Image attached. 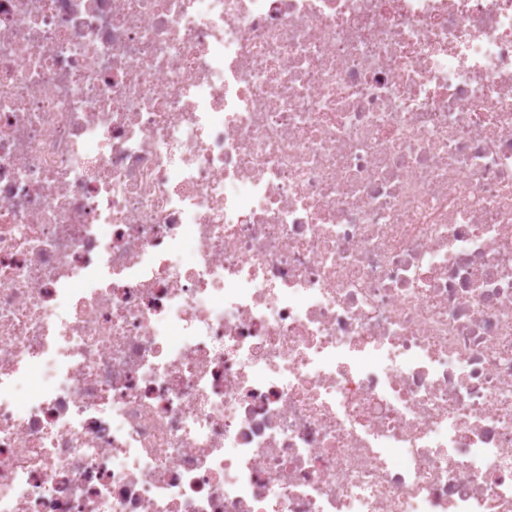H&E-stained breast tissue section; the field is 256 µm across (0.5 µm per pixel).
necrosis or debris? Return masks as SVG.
Instances as JSON below:
<instances>
[{
    "label": "necrosis or debris",
    "instance_id": "necrosis-or-debris-1",
    "mask_svg": "<svg viewBox=\"0 0 512 512\" xmlns=\"http://www.w3.org/2000/svg\"><path fill=\"white\" fill-rule=\"evenodd\" d=\"M0 512H512V0H0Z\"/></svg>",
    "mask_w": 512,
    "mask_h": 512
}]
</instances>
